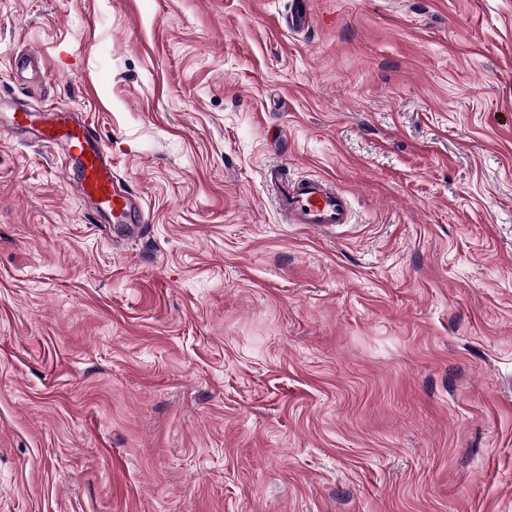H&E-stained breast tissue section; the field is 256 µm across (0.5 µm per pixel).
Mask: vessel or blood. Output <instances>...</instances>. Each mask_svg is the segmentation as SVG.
I'll return each instance as SVG.
<instances>
[{
	"label": "vessel or blood",
	"instance_id": "1",
	"mask_svg": "<svg viewBox=\"0 0 512 512\" xmlns=\"http://www.w3.org/2000/svg\"><path fill=\"white\" fill-rule=\"evenodd\" d=\"M14 126L35 129L38 143L56 149L64 159L77 165L81 189L99 206L111 213L113 238H129L143 233L150 222L137 194L112 169V156L95 130L75 118L68 107L49 112H16ZM276 194L277 207L286 223L301 224L316 231L350 223L351 199L334 189L325 179H285L280 167H268L263 175Z\"/></svg>",
	"mask_w": 512,
	"mask_h": 512
}]
</instances>
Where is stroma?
Returning a JSON list of instances; mask_svg holds the SVG:
<instances>
[{
    "mask_svg": "<svg viewBox=\"0 0 512 512\" xmlns=\"http://www.w3.org/2000/svg\"><path fill=\"white\" fill-rule=\"evenodd\" d=\"M306 2L0 0V512H512V0ZM56 106L143 237L10 123ZM276 194L277 207L287 224H302L316 231L351 223V198L336 191L325 179H285L278 166L268 167L263 175Z\"/></svg>",
    "mask_w": 512,
    "mask_h": 512,
    "instance_id": "35a3bbf8",
    "label": "stroma"
}]
</instances>
